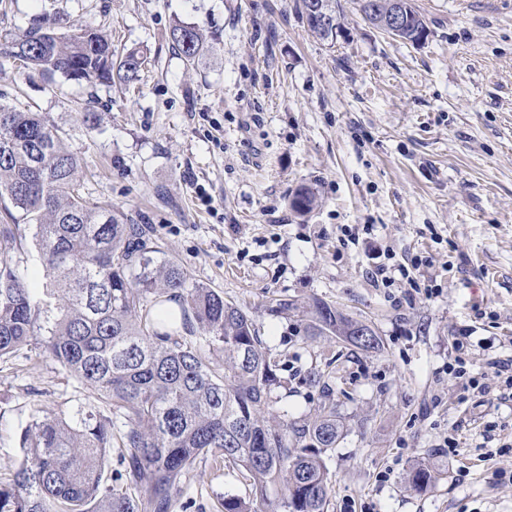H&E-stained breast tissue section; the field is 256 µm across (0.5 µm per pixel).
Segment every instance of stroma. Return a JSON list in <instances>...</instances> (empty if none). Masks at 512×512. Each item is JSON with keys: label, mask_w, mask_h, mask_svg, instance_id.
<instances>
[{"label": "stroma", "mask_w": 512, "mask_h": 512, "mask_svg": "<svg viewBox=\"0 0 512 512\" xmlns=\"http://www.w3.org/2000/svg\"><path fill=\"white\" fill-rule=\"evenodd\" d=\"M340 3L330 44L295 0H0V35L56 12L64 31L105 30L146 56L125 88L5 60L0 99L66 132L85 193L150 225L159 260L248 311L279 363L277 412L313 415L308 379L324 372L345 425L324 458L328 512H512V390L489 367L512 364V0H414L429 29L417 45ZM177 23L205 39L194 66L170 40ZM302 185L319 200L304 217L289 206ZM386 255L421 258L438 293L379 286ZM315 296L370 324L382 351L267 311ZM460 352L485 393L449 379ZM87 396L37 349L0 361V479L34 408L65 413ZM418 464L439 473L424 491L408 482ZM228 493L247 496L245 476L200 459L169 512H224Z\"/></svg>", "instance_id": "stroma-1"}]
</instances>
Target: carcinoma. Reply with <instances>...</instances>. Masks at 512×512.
I'll list each match as a JSON object with an SVG mask.
<instances>
[{
    "label": "carcinoma",
    "mask_w": 512,
    "mask_h": 512,
    "mask_svg": "<svg viewBox=\"0 0 512 512\" xmlns=\"http://www.w3.org/2000/svg\"><path fill=\"white\" fill-rule=\"evenodd\" d=\"M332 23L308 25L335 43L342 29L336 0H322ZM363 19L383 29L389 0ZM394 36L418 44L428 37L423 16ZM175 50L192 65L204 50L195 26L170 30ZM20 62L41 76L69 81L129 84L139 77L143 53L112 51L97 32L68 34L44 13L21 33L0 42V59ZM80 158L59 129L36 112L0 102V360L38 344L46 357L89 388L95 400L68 414L33 410L21 435V460L0 482V512H168L182 478L196 459L210 457L245 473L250 494L224 495V512H327L332 478L324 456L344 435L324 373L315 416L292 421L271 409L278 364L262 346L253 320L221 292L191 282L174 261L159 263L145 224L83 193ZM314 191L299 187L290 200L300 216L316 206ZM21 212L16 221L11 208ZM34 229L44 269L39 296L18 276L25 254L19 223ZM167 301L180 305L176 318ZM302 309L316 335L336 336L363 351L380 349L378 335L355 336L358 320L313 298L304 307L278 299L268 311ZM124 449L129 493L112 485L113 445ZM438 479L414 468L412 487Z\"/></svg>",
    "instance_id": "obj_1"
}]
</instances>
